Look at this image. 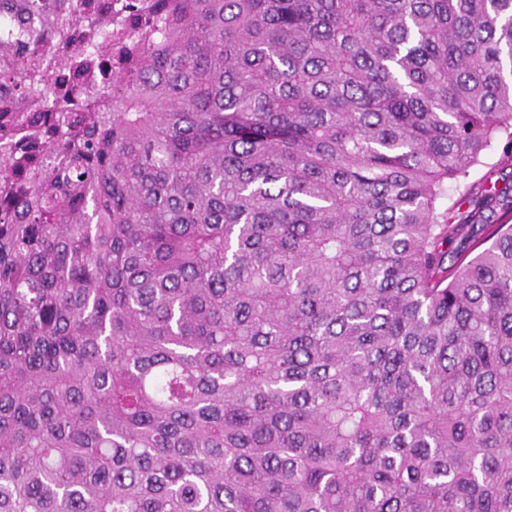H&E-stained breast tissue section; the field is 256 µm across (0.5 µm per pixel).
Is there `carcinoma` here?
Masks as SVG:
<instances>
[{
    "label": "carcinoma",
    "instance_id": "cac0c4a2",
    "mask_svg": "<svg viewBox=\"0 0 512 512\" xmlns=\"http://www.w3.org/2000/svg\"><path fill=\"white\" fill-rule=\"evenodd\" d=\"M139 8L0 0V512H512V0ZM506 144L505 137L500 139L498 144L495 146L494 149H492L483 159V163L475 166L471 171L469 176L466 179V183L468 184H481L482 182H486L487 176L489 174V171L492 170H498L500 173H508L512 171V166H507L503 168V164H501V161L503 159H506L507 154L503 153L507 151H510V148L504 147ZM489 183L486 182V186H488Z\"/></svg>",
    "mask_w": 512,
    "mask_h": 512
}]
</instances>
